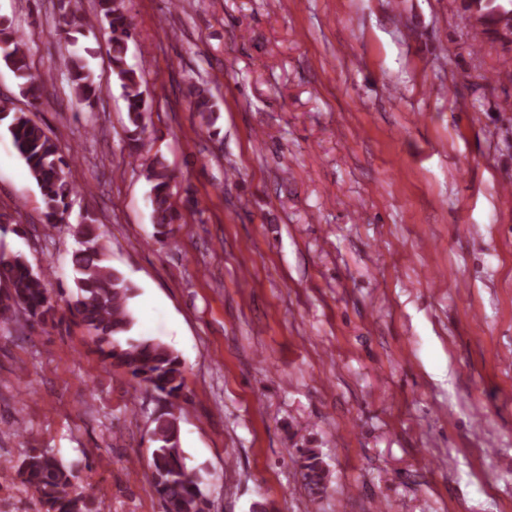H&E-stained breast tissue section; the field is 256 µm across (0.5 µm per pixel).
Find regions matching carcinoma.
I'll use <instances>...</instances> for the list:
<instances>
[{"label": "carcinoma", "instance_id": "carcinoma-1", "mask_svg": "<svg viewBox=\"0 0 512 512\" xmlns=\"http://www.w3.org/2000/svg\"><path fill=\"white\" fill-rule=\"evenodd\" d=\"M465 10L474 9L485 15L481 33L494 30L501 22L512 20V0H465ZM59 30L80 34L107 22L110 30L112 73L120 82L127 104L126 134L139 149L147 132L148 106L142 90L144 70L126 67L129 41L134 34L128 23L126 0H97L89 14L79 0H60ZM30 47L24 35L8 27H0V59L23 79L22 93L33 100L40 97L42 80L34 77L29 62ZM66 79L77 102L96 99L101 88L95 84L87 65L79 56H71L66 64ZM193 108L213 136L220 133L216 123L219 114L210 89L202 84L189 85ZM0 123L12 137L28 166L45 204L46 228L65 223L78 188L71 179V163L54 139L27 113L15 111L9 101L0 100ZM150 183L149 199L152 223L164 234L174 224L175 209L170 192L173 175L168 166L154 157L146 169ZM78 248L72 253L74 291L68 308L86 329L96 352L113 367L125 369L135 384L157 394L163 406L153 417L154 428L150 467L154 491L163 502L164 512H206L207 504L201 488L202 479L188 470L180 444L179 416L175 403L184 387L179 355L156 338L131 335L135 319L130 300L134 285L108 263L109 241L97 218L90 212L71 225ZM0 322L19 318L30 327L45 325L55 306L51 289L42 274L24 255L0 252ZM24 488L32 491L45 512H92V502L79 491L78 475L73 465L62 462L55 454L31 448L16 466ZM301 477L313 494L328 489L329 470L319 453L309 448L303 454Z\"/></svg>", "mask_w": 512, "mask_h": 512}]
</instances>
